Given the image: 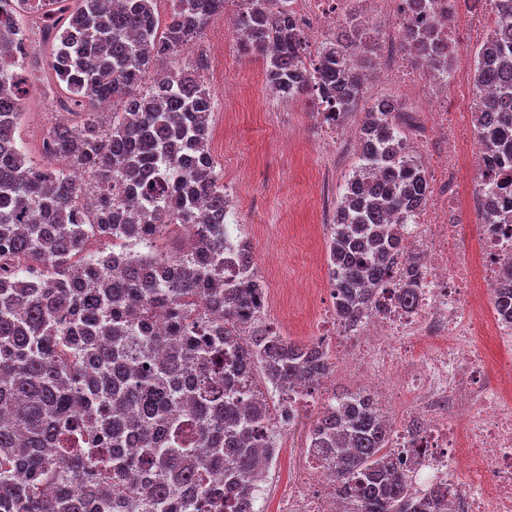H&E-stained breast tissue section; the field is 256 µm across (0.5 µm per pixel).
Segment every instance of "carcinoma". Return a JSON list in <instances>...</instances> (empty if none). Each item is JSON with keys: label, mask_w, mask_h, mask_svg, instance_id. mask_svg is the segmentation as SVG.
I'll return each mask as SVG.
<instances>
[{"label": "carcinoma", "mask_w": 512, "mask_h": 512, "mask_svg": "<svg viewBox=\"0 0 512 512\" xmlns=\"http://www.w3.org/2000/svg\"><path fill=\"white\" fill-rule=\"evenodd\" d=\"M36 0H0V512H217L207 488L224 465L237 499L253 500L273 462L251 445L266 417L264 399L243 403L224 390V337L209 314L234 323L256 309L257 288L224 295V185L202 144L213 96L186 71L145 90L144 74L164 55L197 39L225 0H176L158 31L155 0H51L47 38L50 92L79 121L49 133L45 154L84 169L96 188L93 215L74 205L83 188L62 168L32 160L15 134L28 94L9 76L23 67V12ZM287 0H254L231 20L246 30L244 55L270 60L279 97L336 99L338 118L367 93L366 65L378 47L360 10L336 27L321 53L317 85L299 72L305 42ZM497 20L476 47L473 73L488 100L475 110L476 132L512 128V0H498ZM414 57L451 74L452 48L429 31L407 30ZM116 102L108 127L92 111ZM397 105L375 101L359 134L362 156L340 200L329 255L336 264L338 314L350 320L364 301L362 284L388 275L395 239L390 214L406 224L425 201L421 164L395 148L404 130ZM128 186L133 216L112 220V187ZM206 197L208 212H195ZM512 211V179L488 197L484 224ZM176 217L198 237V253L172 254L163 219ZM144 244L148 257L123 264L112 253L85 254L89 237ZM163 322L164 332L152 325ZM239 369L255 379L304 388L332 371L306 343L258 326L240 350ZM319 411L309 439L327 449L344 512H436L413 496L388 460L386 424L370 399L343 392Z\"/></svg>", "instance_id": "carcinoma-1"}]
</instances>
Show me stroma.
<instances>
[{
	"mask_svg": "<svg viewBox=\"0 0 512 512\" xmlns=\"http://www.w3.org/2000/svg\"><path fill=\"white\" fill-rule=\"evenodd\" d=\"M50 49L42 47L37 63L29 64L28 77L36 88L24 103V116L16 132L18 144L35 161H43V134L56 124L53 95L46 90ZM265 59L257 54L244 55L237 48L224 54V79L244 87L250 100L237 117V130L215 147V170L222 183L232 186L242 207L240 221L257 224L266 213L298 221L294 234L282 239L276 253H269L264 243L251 250L254 264L268 270L276 286L308 279L314 268L317 246L308 225L301 221L316 200L314 174L317 161V133L311 105L299 98L271 106L263 84ZM390 98L421 109L427 95L415 84H386L372 80L367 96L345 119L347 136H355L365 112L375 100ZM292 130L291 146L277 141L276 129Z\"/></svg>",
	"mask_w": 512,
	"mask_h": 512,
	"instance_id": "stroma-1",
	"label": "stroma"
}]
</instances>
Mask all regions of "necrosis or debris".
<instances>
[{
	"instance_id": "1",
	"label": "necrosis or debris",
	"mask_w": 512,
	"mask_h": 512,
	"mask_svg": "<svg viewBox=\"0 0 512 512\" xmlns=\"http://www.w3.org/2000/svg\"><path fill=\"white\" fill-rule=\"evenodd\" d=\"M446 2L431 0L429 10L417 14L411 0H373L391 20L379 39L383 77L422 84L437 106L420 114L425 135L407 141L425 169L429 191L412 220L395 225L397 249L388 279L356 322L339 318L335 288L300 290L304 326L337 374L308 392L268 388L266 423L282 448L289 412L335 404L337 379L357 390L378 388L402 406L387 446L416 496L439 500L441 512H512V309L497 307L500 290L512 288V224L480 225L474 249L462 246V218L483 213L486 190L498 175L479 142L460 138L448 117L472 114L480 94L463 62L446 77L429 61L416 67L405 62L401 47L402 29L413 21L443 41L457 39ZM348 5L349 0H288L304 39L320 47L333 39ZM319 145L325 171L335 168L342 153L361 149L336 121L323 123ZM237 216V208L227 207L228 288L248 281L239 253L262 231L256 225L236 232ZM261 284L254 319L225 326L234 348L250 343L255 324H272L278 291L269 279ZM405 288L414 291L409 306L400 300ZM270 500L276 512H341L330 465L312 447L305 450L300 472L280 480Z\"/></svg>"
}]
</instances>
